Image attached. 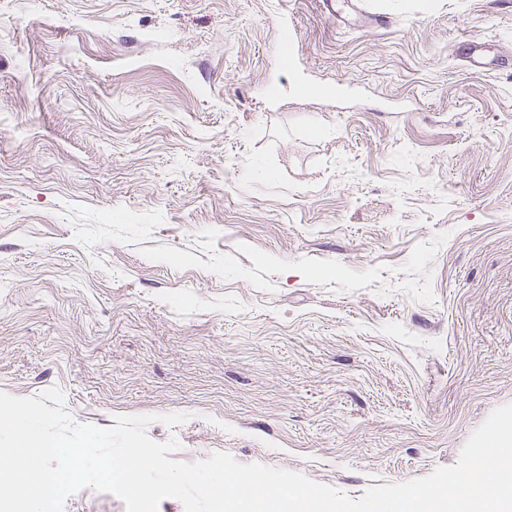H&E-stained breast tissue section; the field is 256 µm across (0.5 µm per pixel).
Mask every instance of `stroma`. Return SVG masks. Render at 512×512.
<instances>
[{
  "label": "stroma",
  "instance_id": "stroma-1",
  "mask_svg": "<svg viewBox=\"0 0 512 512\" xmlns=\"http://www.w3.org/2000/svg\"><path fill=\"white\" fill-rule=\"evenodd\" d=\"M53 386L354 499L454 465L512 403V0H0V391Z\"/></svg>",
  "mask_w": 512,
  "mask_h": 512
}]
</instances>
